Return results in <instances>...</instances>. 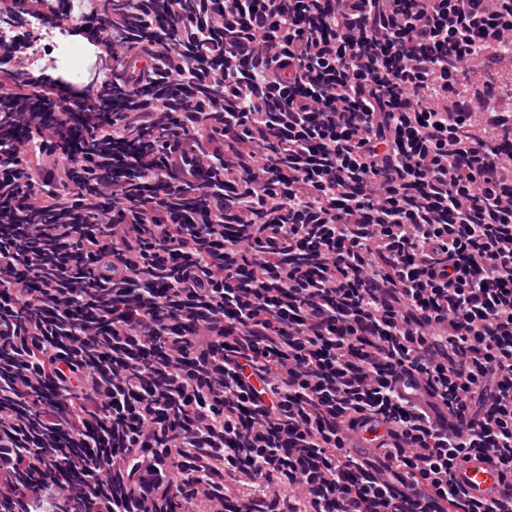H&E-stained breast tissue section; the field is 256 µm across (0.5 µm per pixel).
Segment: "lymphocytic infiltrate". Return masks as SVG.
<instances>
[{
  "label": "lymphocytic infiltrate",
  "instance_id": "1",
  "mask_svg": "<svg viewBox=\"0 0 512 512\" xmlns=\"http://www.w3.org/2000/svg\"><path fill=\"white\" fill-rule=\"evenodd\" d=\"M31 19L89 80L0 53V512H512V112L460 90L512 0H0ZM455 482L469 498L489 500L500 495L503 484L497 468L486 458L471 457L454 474Z\"/></svg>",
  "mask_w": 512,
  "mask_h": 512
}]
</instances>
